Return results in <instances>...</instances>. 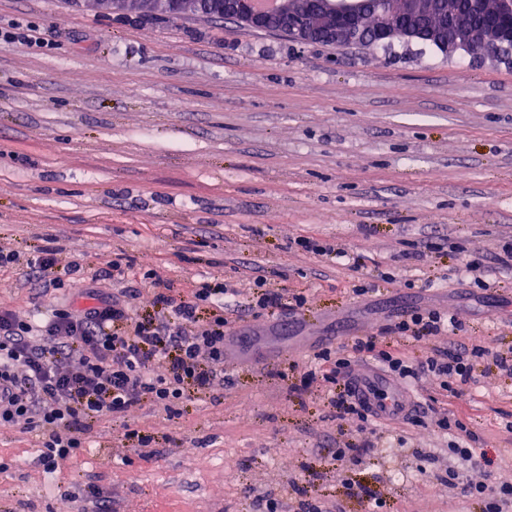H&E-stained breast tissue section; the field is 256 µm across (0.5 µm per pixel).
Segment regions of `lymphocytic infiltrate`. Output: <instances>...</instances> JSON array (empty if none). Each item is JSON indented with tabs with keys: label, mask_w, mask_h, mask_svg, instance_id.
<instances>
[{
	"label": "lymphocytic infiltrate",
	"mask_w": 512,
	"mask_h": 512,
	"mask_svg": "<svg viewBox=\"0 0 512 512\" xmlns=\"http://www.w3.org/2000/svg\"><path fill=\"white\" fill-rule=\"evenodd\" d=\"M26 263L32 273L49 275V287L60 290L83 276L78 262L67 265L63 275L52 276L58 260L43 248L20 260L0 249V268ZM119 260L107 261L86 289L88 305L74 301L54 304L43 320H27L0 310V427L21 426L42 437V461L55 469L58 461L80 454L84 436L95 422L125 416L149 401L165 408L182 403L187 391L201 394L224 377V347L229 339V319L224 282H200L186 297L163 290L164 279L155 269L145 276L159 292L158 316L145 321L133 313L137 292L112 291L110 282L124 278ZM210 310L200 321V310ZM462 324L435 309L417 308L389 326L394 335L417 341L462 331ZM353 350L376 361L395 377H413L418 371L437 376L450 395L469 380L486 347H460L459 351H434L420 367H412L400 350L380 347L375 338L357 340ZM330 367L325 381L333 384L330 403L342 419L370 423L373 415L355 395L347 379L348 359L323 353Z\"/></svg>",
	"instance_id": "obj_1"
}]
</instances>
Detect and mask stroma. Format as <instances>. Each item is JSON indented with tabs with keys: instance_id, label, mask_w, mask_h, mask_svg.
I'll return each mask as SVG.
<instances>
[{
	"instance_id": "1",
	"label": "stroma",
	"mask_w": 512,
	"mask_h": 512,
	"mask_svg": "<svg viewBox=\"0 0 512 512\" xmlns=\"http://www.w3.org/2000/svg\"><path fill=\"white\" fill-rule=\"evenodd\" d=\"M14 24L51 45H0V248L22 259L0 269V309L47 313L57 292L24 264L43 246L88 280L120 257L137 276L156 268L177 296L213 278L243 291L260 276L307 302L254 312L229 297L239 310L225 383L176 414L146 402L100 420L55 470L38 433L0 428V512H98L89 486L110 512H258L268 496L296 512L292 485L311 472L308 495L328 512H372V491L383 512H486L448 473L512 482V377L492 358L512 353V268L478 284L461 268L512 241V59L416 41L301 43L74 0H0V26ZM301 236L343 259L298 249ZM135 286L138 316L154 317L156 287L139 276ZM415 307L464 329L429 341L387 333ZM368 336L413 364L434 348L489 347L461 387L456 442L486 450L491 472L467 466L436 427L449 405L434 376L409 381L410 421L367 428L337 417L322 380L302 387L326 350L360 372L352 345ZM349 445L358 455L334 459Z\"/></svg>"
}]
</instances>
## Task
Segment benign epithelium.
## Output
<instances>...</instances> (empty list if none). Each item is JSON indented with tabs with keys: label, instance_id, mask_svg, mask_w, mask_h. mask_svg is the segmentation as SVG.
I'll return each instance as SVG.
<instances>
[{
	"label": "benign epithelium",
	"instance_id": "benign-epithelium-1",
	"mask_svg": "<svg viewBox=\"0 0 512 512\" xmlns=\"http://www.w3.org/2000/svg\"><path fill=\"white\" fill-rule=\"evenodd\" d=\"M252 29L276 26L302 43L337 46L427 41L451 53L458 50L512 56V0H469L468 9L442 10L439 0H80L89 11L147 12L178 16L198 8ZM482 16V26L473 18ZM371 28L375 38L361 41Z\"/></svg>",
	"mask_w": 512,
	"mask_h": 512
}]
</instances>
